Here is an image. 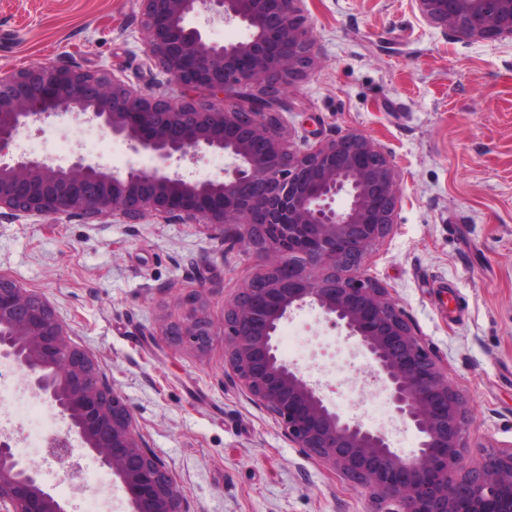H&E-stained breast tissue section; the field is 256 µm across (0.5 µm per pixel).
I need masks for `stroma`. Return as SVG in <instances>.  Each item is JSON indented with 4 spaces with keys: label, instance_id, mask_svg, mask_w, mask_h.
Returning <instances> with one entry per match:
<instances>
[{
    "label": "stroma",
    "instance_id": "35a3bbf8",
    "mask_svg": "<svg viewBox=\"0 0 512 512\" xmlns=\"http://www.w3.org/2000/svg\"><path fill=\"white\" fill-rule=\"evenodd\" d=\"M316 62L283 95L297 148L358 130L393 162L401 202L361 271L387 289L467 411L466 466L512 446V40L458 38L416 0H303ZM107 71L170 102L180 85L147 57L141 0H0V70ZM262 263L196 224L78 216L0 220V273L49 300L92 352L175 476L189 512H371L368 491L294 447L224 365L156 336L195 306L214 324ZM286 361L372 423L369 361L304 310L281 326Z\"/></svg>",
    "mask_w": 512,
    "mask_h": 512
}]
</instances>
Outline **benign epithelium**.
I'll return each instance as SVG.
<instances>
[{
    "label": "benign epithelium",
    "instance_id": "1",
    "mask_svg": "<svg viewBox=\"0 0 512 512\" xmlns=\"http://www.w3.org/2000/svg\"><path fill=\"white\" fill-rule=\"evenodd\" d=\"M150 59L206 97L178 104L108 72L32 65L0 71V219L61 214L159 224L224 226L263 255V271L224 306V363L295 447L370 491L375 512H512V448L463 465L467 412L387 289L360 267L388 233L400 202L397 174L367 135L351 131L307 150L292 147L274 109L314 62L302 0H142ZM423 17L455 37L512 39V0H417ZM215 21L247 31L219 44ZM57 119L96 126L149 160L123 173L79 152L65 160L21 149V130ZM207 153L224 169L187 168ZM344 196L347 205L336 208ZM316 309L369 358L393 421L419 442L398 455L383 429L343 416L323 388L277 353L280 325ZM159 335L204 352L214 323L191 308L160 319ZM54 306L0 274V362L66 421L59 461L79 447L120 481L132 512H187L176 480L140 434L131 407L88 351L73 345ZM0 512H71L0 437Z\"/></svg>",
    "mask_w": 512,
    "mask_h": 512
}]
</instances>
